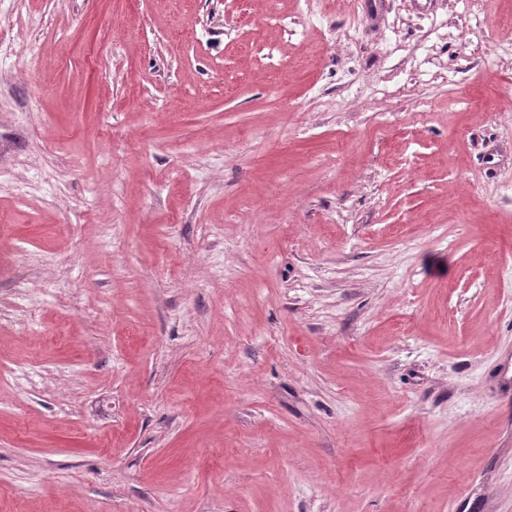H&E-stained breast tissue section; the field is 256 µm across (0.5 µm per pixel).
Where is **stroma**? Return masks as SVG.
<instances>
[{"label":"stroma","instance_id":"stroma-1","mask_svg":"<svg viewBox=\"0 0 512 512\" xmlns=\"http://www.w3.org/2000/svg\"><path fill=\"white\" fill-rule=\"evenodd\" d=\"M0 512H512V0H0Z\"/></svg>","mask_w":512,"mask_h":512}]
</instances>
